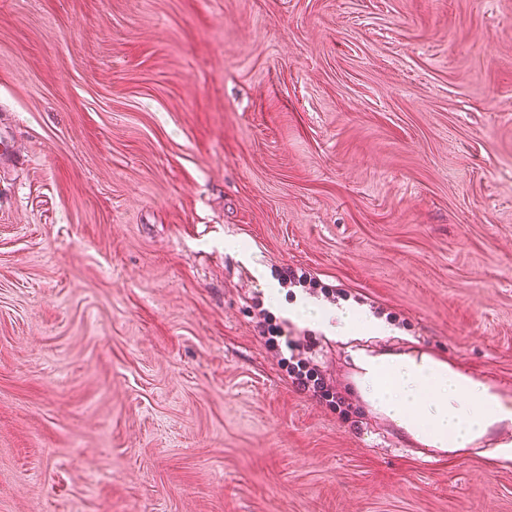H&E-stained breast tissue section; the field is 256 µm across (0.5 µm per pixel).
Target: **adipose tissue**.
Instances as JSON below:
<instances>
[{
  "instance_id": "1",
  "label": "adipose tissue",
  "mask_w": 512,
  "mask_h": 512,
  "mask_svg": "<svg viewBox=\"0 0 512 512\" xmlns=\"http://www.w3.org/2000/svg\"><path fill=\"white\" fill-rule=\"evenodd\" d=\"M393 381L371 383V394L394 414L416 407L433 431L466 438L480 429L486 416L487 398L483 392L461 389L459 383L436 373L421 374L414 364L396 361L388 364Z\"/></svg>"
}]
</instances>
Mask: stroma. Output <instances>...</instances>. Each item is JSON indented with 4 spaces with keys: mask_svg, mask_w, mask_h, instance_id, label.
Segmentation results:
<instances>
[{
    "mask_svg": "<svg viewBox=\"0 0 512 512\" xmlns=\"http://www.w3.org/2000/svg\"><path fill=\"white\" fill-rule=\"evenodd\" d=\"M0 133V512H512L250 308L300 268L512 382V0H0ZM263 305L260 296L252 298V308L257 311L254 314L259 319L257 327L261 337L267 348L279 358L278 363L288 384L299 393L329 408L339 420L351 421L353 407L327 383L318 364L311 356H307L310 348L293 336H288V331L284 328L287 323L277 322V317Z\"/></svg>",
    "mask_w": 512,
    "mask_h": 512,
    "instance_id": "35a3bbf8",
    "label": "stroma"
}]
</instances>
